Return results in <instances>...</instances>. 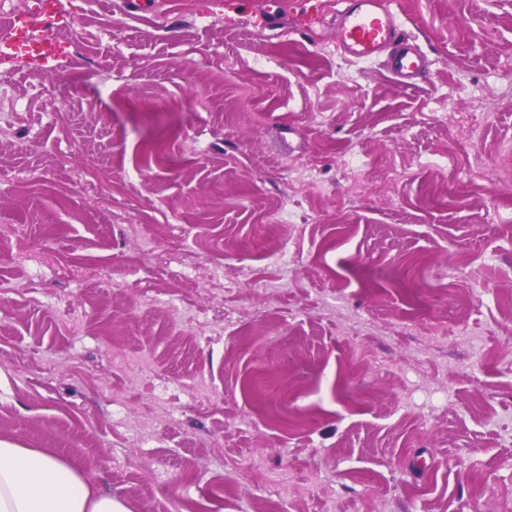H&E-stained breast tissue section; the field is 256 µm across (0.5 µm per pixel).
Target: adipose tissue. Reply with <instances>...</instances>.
<instances>
[{
    "mask_svg": "<svg viewBox=\"0 0 512 512\" xmlns=\"http://www.w3.org/2000/svg\"><path fill=\"white\" fill-rule=\"evenodd\" d=\"M0 512H128L83 471L39 448L0 440Z\"/></svg>",
    "mask_w": 512,
    "mask_h": 512,
    "instance_id": "1",
    "label": "adipose tissue"
}]
</instances>
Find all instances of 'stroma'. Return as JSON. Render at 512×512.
<instances>
[{
	"mask_svg": "<svg viewBox=\"0 0 512 512\" xmlns=\"http://www.w3.org/2000/svg\"><path fill=\"white\" fill-rule=\"evenodd\" d=\"M146 2L0 84V439L128 512H512V0H387L410 85L340 0ZM336 13V46L355 61H380L403 84L424 76V54L410 43L402 22L384 0H342Z\"/></svg>",
	"mask_w": 512,
	"mask_h": 512,
	"instance_id": "stroma-1",
	"label": "stroma"
}]
</instances>
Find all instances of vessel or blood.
Segmentation results:
<instances>
[{
	"mask_svg": "<svg viewBox=\"0 0 512 512\" xmlns=\"http://www.w3.org/2000/svg\"><path fill=\"white\" fill-rule=\"evenodd\" d=\"M336 14V46L355 61H379L398 81L409 84L424 76V54L407 37L397 15L385 0H342ZM59 8L57 0H35L30 13L15 21V38L0 41V56H13L19 38L37 31L33 47L44 59L56 56L50 19Z\"/></svg>",
	"mask_w": 512,
	"mask_h": 512,
	"instance_id": "1",
	"label": "vessel or blood"
}]
</instances>
